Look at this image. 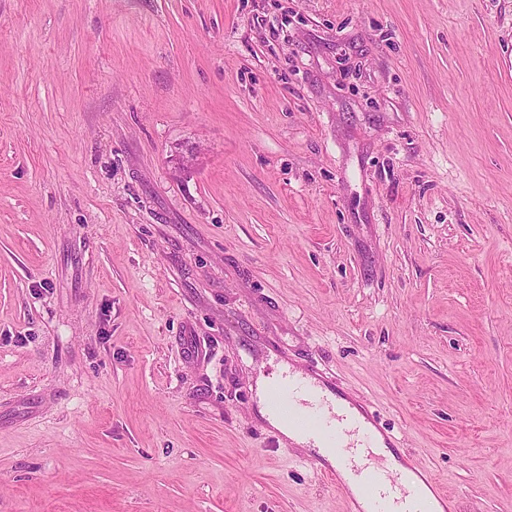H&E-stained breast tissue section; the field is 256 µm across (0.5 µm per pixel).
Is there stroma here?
Returning <instances> with one entry per match:
<instances>
[{"instance_id":"stroma-1","label":"stroma","mask_w":512,"mask_h":512,"mask_svg":"<svg viewBox=\"0 0 512 512\" xmlns=\"http://www.w3.org/2000/svg\"><path fill=\"white\" fill-rule=\"evenodd\" d=\"M284 361L512 512V0H0V512H344ZM270 379L260 377L257 380L258 413L271 426L277 429L291 443L299 446H311L317 449L324 461L331 467L325 468L319 459H309L307 464L318 475L336 484L339 489L346 490V474L342 464L347 460L351 447L342 444L336 429V421L342 422L343 416L336 414L312 385L301 381L285 379L273 386L268 393V405L273 414L305 427L315 429L333 443L336 458L332 452L296 429L290 428L273 416L267 405V388ZM337 464V465H336ZM347 508L345 512H366L359 500L346 490Z\"/></svg>"}]
</instances>
